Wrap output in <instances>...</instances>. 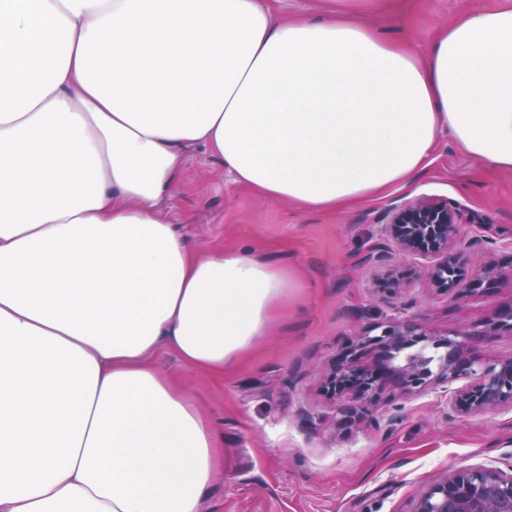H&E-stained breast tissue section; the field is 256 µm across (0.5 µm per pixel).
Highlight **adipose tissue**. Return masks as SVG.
I'll list each match as a JSON object with an SVG mask.
<instances>
[{"instance_id":"adipose-tissue-1","label":"adipose tissue","mask_w":512,"mask_h":512,"mask_svg":"<svg viewBox=\"0 0 512 512\" xmlns=\"http://www.w3.org/2000/svg\"><path fill=\"white\" fill-rule=\"evenodd\" d=\"M272 0H0V512H200L216 432L155 353L220 374L297 279L169 221L201 146L333 210L441 138L512 170V0L420 46Z\"/></svg>"}]
</instances>
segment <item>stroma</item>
Segmentation results:
<instances>
[{"label":"stroma","mask_w":512,"mask_h":512,"mask_svg":"<svg viewBox=\"0 0 512 512\" xmlns=\"http://www.w3.org/2000/svg\"><path fill=\"white\" fill-rule=\"evenodd\" d=\"M498 0H385L366 22L383 34L423 43L469 11ZM429 195L477 218L464 249L476 271L498 263L501 278L450 298L420 274L402 292H377L379 267L362 257L380 239L388 207ZM176 232L194 252L247 250L295 271L300 282L278 323L236 367L216 375L154 356L200 404L224 460L202 512H410L414 499L449 470L512 465V409L459 415L449 393L382 394L377 424H339V405L318 392L325 363L352 336L390 316H412L435 334L472 327L512 307V171L499 170L441 139L409 184L333 211L309 210L243 189L204 149L186 154L171 202Z\"/></svg>","instance_id":"35a3bbf8"}]
</instances>
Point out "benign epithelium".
I'll use <instances>...</instances> for the list:
<instances>
[{
	"label": "benign epithelium",
	"instance_id": "benign-epithelium-1",
	"mask_svg": "<svg viewBox=\"0 0 512 512\" xmlns=\"http://www.w3.org/2000/svg\"><path fill=\"white\" fill-rule=\"evenodd\" d=\"M382 219L383 241L365 255L367 264H386L393 245L407 257L427 258L424 274L450 297L498 274L492 264L474 272L463 265L456 245L462 228L476 223V218L446 199L419 196L389 207ZM415 272L410 267L379 282L378 291L398 293L403 280ZM504 328L512 332V308L496 321L478 323L445 338L435 337L412 318L378 322L352 338V357L322 368L323 391L333 400L350 396L342 409L341 423L346 426L363 421L379 391L387 386L410 396L463 380L465 384L452 391L450 400L458 413L512 407V355L481 362L468 354L473 337ZM411 512H512V467L506 471L485 465L453 469L418 495Z\"/></svg>",
	"mask_w": 512,
	"mask_h": 512
}]
</instances>
